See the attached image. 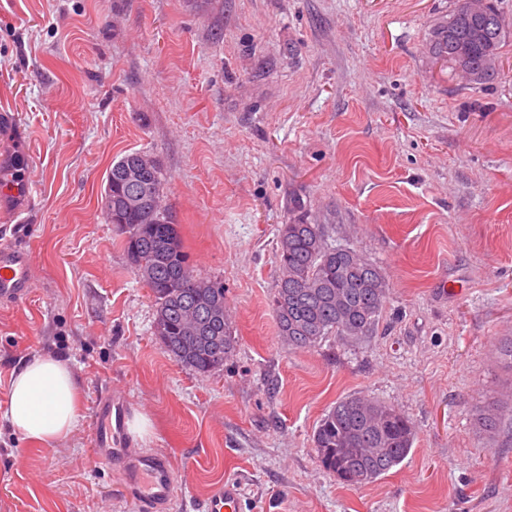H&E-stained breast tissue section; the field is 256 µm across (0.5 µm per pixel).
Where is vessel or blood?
I'll return each mask as SVG.
<instances>
[{
	"label": "vessel or blood",
	"mask_w": 512,
	"mask_h": 512,
	"mask_svg": "<svg viewBox=\"0 0 512 512\" xmlns=\"http://www.w3.org/2000/svg\"><path fill=\"white\" fill-rule=\"evenodd\" d=\"M35 187L27 178H0V198L30 202ZM29 252L13 244L0 245V305L26 300L32 282ZM125 413L114 403L110 391H102L95 404L93 447L98 458L117 472L123 484L136 492L137 512H167L175 489V478L166 455L142 454L128 448L124 437ZM241 502L237 480L225 481L210 494L205 512H238Z\"/></svg>",
	"instance_id": "b4317fda"
}]
</instances>
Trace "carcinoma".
<instances>
[{
	"label": "carcinoma",
	"mask_w": 512,
	"mask_h": 512,
	"mask_svg": "<svg viewBox=\"0 0 512 512\" xmlns=\"http://www.w3.org/2000/svg\"><path fill=\"white\" fill-rule=\"evenodd\" d=\"M448 50L466 37L468 15L464 3L450 14ZM489 38L472 50L471 65L481 73L478 85L495 80L498 69L484 68L485 58L501 56L506 39L512 37V19L491 3L486 15ZM112 208L122 210L125 185L121 169L112 164ZM124 250L135 273L152 269L159 274L146 281L156 301V314L166 316L169 329L164 349L176 361L188 342L182 327V313L198 288L206 282L194 275L188 253L176 225L157 210L138 211L126 216ZM277 254L281 275L272 300L278 333L288 345L309 349L327 336L336 334L359 339L371 334L387 301L389 286L381 271L367 259L358 268L349 267L348 258L328 243L322 224H305L293 217L278 231ZM212 334L224 337V348H200L193 353L188 368L207 375L224 365L235 351L229 317L215 318ZM503 413L490 407L477 416L488 433L499 431ZM416 440V429L407 415L384 402L363 396H348L336 402L319 421L312 442L323 468L351 486L375 482L398 466Z\"/></svg>",
	"instance_id": "cac0c4a2"
}]
</instances>
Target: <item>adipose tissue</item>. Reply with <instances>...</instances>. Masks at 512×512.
<instances>
[{"label":"adipose tissue","instance_id":"adipose-tissue-1","mask_svg":"<svg viewBox=\"0 0 512 512\" xmlns=\"http://www.w3.org/2000/svg\"><path fill=\"white\" fill-rule=\"evenodd\" d=\"M80 401L81 384L68 361L36 356L12 372L0 417L22 441L47 445L73 432Z\"/></svg>","mask_w":512,"mask_h":512}]
</instances>
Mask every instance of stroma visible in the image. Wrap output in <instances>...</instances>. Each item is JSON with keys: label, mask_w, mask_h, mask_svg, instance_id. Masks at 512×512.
<instances>
[{"label": "stroma", "mask_w": 512, "mask_h": 512, "mask_svg": "<svg viewBox=\"0 0 512 512\" xmlns=\"http://www.w3.org/2000/svg\"><path fill=\"white\" fill-rule=\"evenodd\" d=\"M457 0H0V168L36 186L0 243L26 247L32 292L0 306V406L12 370L68 358L73 433L18 441L0 419V512H135L95 454L100 387L142 453L168 455L170 512H201L225 478L239 512H512V40L490 88L433 62L425 34ZM162 172L163 207L197 277L224 287L236 350L202 377L153 333L155 300L101 200L113 161ZM385 275L373 335L288 346L272 299L293 212ZM360 394L412 420L407 458L343 484L312 436Z\"/></svg>", "instance_id": "35a3bbf8"}]
</instances>
